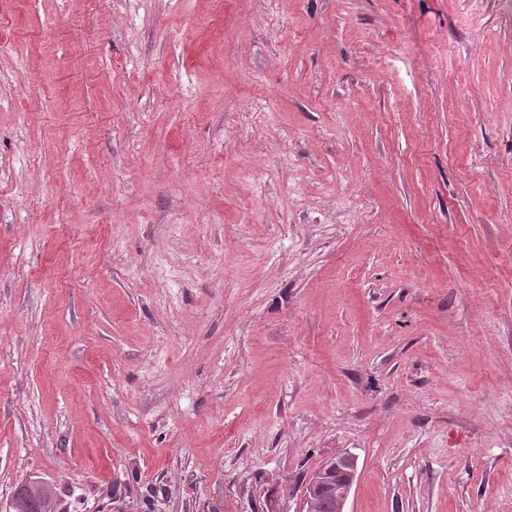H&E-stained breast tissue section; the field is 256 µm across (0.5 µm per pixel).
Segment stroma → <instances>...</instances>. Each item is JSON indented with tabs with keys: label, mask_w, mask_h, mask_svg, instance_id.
<instances>
[{
	"label": "stroma",
	"mask_w": 512,
	"mask_h": 512,
	"mask_svg": "<svg viewBox=\"0 0 512 512\" xmlns=\"http://www.w3.org/2000/svg\"><path fill=\"white\" fill-rule=\"evenodd\" d=\"M512 512L504 0H0V512ZM336 459L341 461V477L339 484L336 485V508L335 500L330 493V488L323 489L318 498V509L315 510V498L324 483L325 469L323 466L325 461L312 472L305 483L304 487V504L305 512H347L346 504L356 483L358 472V458L349 451H341L336 454ZM323 466V468H321ZM49 485H50L49 482L44 481V480L39 479V478H35V479L27 478V479L23 480L17 486V490H21V492H22L21 498L23 500H26V499H29L30 497H34V498L37 497L39 492H41L42 490H46L49 487ZM23 500H22L23 506L20 507L19 509H17L19 511H16V510H9V511H15V512H39L37 510V506L34 503L25 504V502Z\"/></svg>",
	"instance_id": "1"
}]
</instances>
